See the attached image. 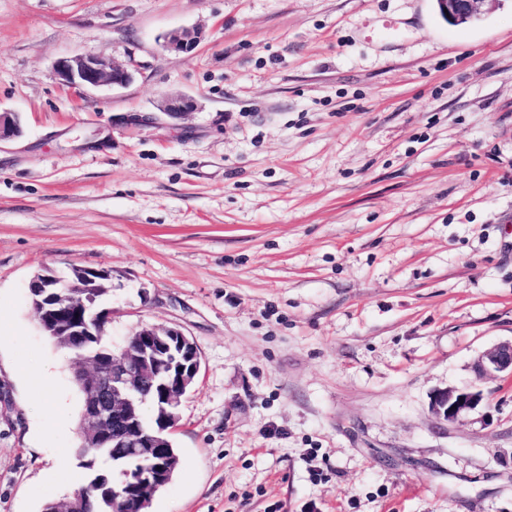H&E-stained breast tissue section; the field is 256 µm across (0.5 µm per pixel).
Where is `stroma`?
Here are the masks:
<instances>
[{
    "instance_id": "1",
    "label": "stroma",
    "mask_w": 512,
    "mask_h": 512,
    "mask_svg": "<svg viewBox=\"0 0 512 512\" xmlns=\"http://www.w3.org/2000/svg\"><path fill=\"white\" fill-rule=\"evenodd\" d=\"M87 52L133 80L75 94L54 63ZM0 110V512L84 476L28 292L74 264L107 274L113 346L156 324L199 351L150 512H512V376L474 375L512 339V0L460 25L435 0H0ZM195 109V101L183 95H167L163 98L160 111L169 116L177 117L186 112H192ZM482 400L481 390H459L448 387L433 395L431 406L439 419L456 423L463 422Z\"/></svg>"
}]
</instances>
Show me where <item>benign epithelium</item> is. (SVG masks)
Listing matches in <instances>:
<instances>
[{
  "mask_svg": "<svg viewBox=\"0 0 512 512\" xmlns=\"http://www.w3.org/2000/svg\"><path fill=\"white\" fill-rule=\"evenodd\" d=\"M441 15L447 20L463 24L480 19L485 13L487 0H435ZM196 47L194 37L187 33H171L165 48L173 52H190ZM56 76L62 84L80 94L103 85L122 87L132 81L133 74L125 66L114 65L93 54L63 56L54 64ZM195 109V101L183 95H167L160 111L177 117ZM21 135L20 119L15 112L0 111V141ZM60 279L50 273H38L30 282V296L52 294ZM41 322L57 335L69 337L104 333L108 313L96 310L95 302L64 311L42 309ZM90 371L77 372L87 384V402L80 424L81 434L88 437L96 448H109L113 441L134 454L149 455L162 447L164 431L175 426L181 398L194 383L200 369L197 346L180 330L164 326H145L130 340L120 358L108 362L101 358L89 360ZM512 376V340L499 343L486 351L475 367L476 377L483 380L499 373ZM152 385L160 392L161 403L157 429L147 428L137 415L144 389ZM483 400L480 390H459L448 387L437 391L431 406L440 419L449 423L464 421ZM167 476L163 464L143 468L133 474L126 473L117 480L112 490V512H138L142 498L127 493V486L138 488L162 484Z\"/></svg>",
  "mask_w": 512,
  "mask_h": 512,
  "instance_id": "1",
  "label": "benign epithelium"
}]
</instances>
